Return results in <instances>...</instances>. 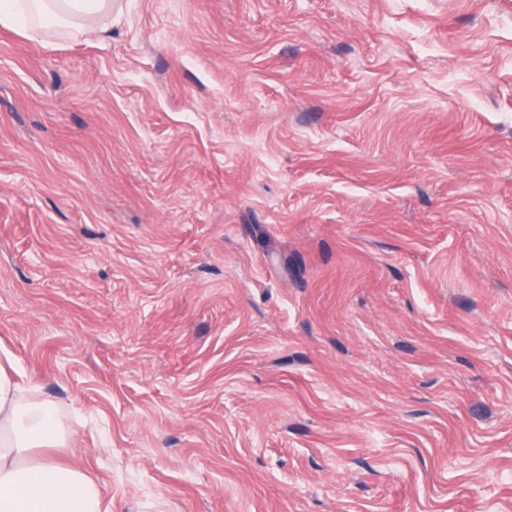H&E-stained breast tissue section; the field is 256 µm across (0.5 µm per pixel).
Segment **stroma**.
I'll use <instances>...</instances> for the list:
<instances>
[{"label":"stroma","instance_id":"stroma-1","mask_svg":"<svg viewBox=\"0 0 512 512\" xmlns=\"http://www.w3.org/2000/svg\"><path fill=\"white\" fill-rule=\"evenodd\" d=\"M0 26V358L106 512H512V0Z\"/></svg>","mask_w":512,"mask_h":512}]
</instances>
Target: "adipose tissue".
<instances>
[{"label": "adipose tissue", "mask_w": 512, "mask_h": 512, "mask_svg": "<svg viewBox=\"0 0 512 512\" xmlns=\"http://www.w3.org/2000/svg\"><path fill=\"white\" fill-rule=\"evenodd\" d=\"M112 0H0V25L36 37L48 30L90 34ZM55 407L26 395L0 366V512H101L100 491L81 469L46 456L66 444Z\"/></svg>", "instance_id": "ef3b65f1"}]
</instances>
